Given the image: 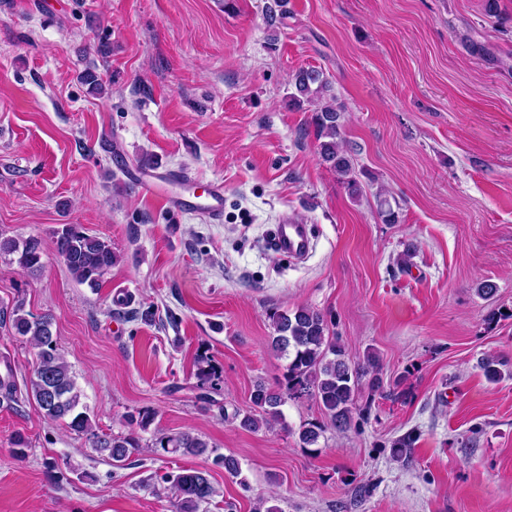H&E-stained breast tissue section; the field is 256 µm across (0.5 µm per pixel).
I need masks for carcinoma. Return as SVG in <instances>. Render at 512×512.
Returning <instances> with one entry per match:
<instances>
[{"mask_svg": "<svg viewBox=\"0 0 512 512\" xmlns=\"http://www.w3.org/2000/svg\"><path fill=\"white\" fill-rule=\"evenodd\" d=\"M292 88L289 104L298 109L307 106L312 112L310 124L321 163L336 173L351 197H358L360 184L354 158L340 145L343 107L337 102L332 81L321 70L302 68L295 72ZM54 245L74 279L92 289L99 287L115 261L112 243L88 234L79 224H65L58 229ZM2 254L16 256L19 266L33 271L41 267L42 242L34 236L22 241L0 237ZM269 319L274 330L270 347L287 354L288 364L274 385L259 383L254 387L253 411L241 418L240 426L256 431L281 422V407L286 401L306 393L318 400L328 424L310 423L303 427L299 439L304 447L317 445L328 425L339 432L351 428L359 387L365 384L372 393L382 388L376 354L368 353L361 363L350 362L333 324L323 313L310 308L275 310ZM52 326L48 316L28 314L20 305L15 308L13 328L16 334L37 349V367L31 380L32 397L47 418L65 422L71 431L86 437L91 447L120 467L140 448L139 437L132 432L100 434L94 429L71 369L58 350ZM479 366L486 380L496 383L504 377V368L509 362L487 356L480 360ZM416 441L417 437L408 432L397 437L390 445L391 456L398 460L409 458ZM155 447L166 453L200 456L208 453L209 444L198 435L183 432L157 437ZM214 464L224 468V473L235 480L243 492L251 491L235 456L218 454ZM161 481L176 494L177 512H204L215 495L206 470L187 468L167 472Z\"/></svg>", "mask_w": 512, "mask_h": 512, "instance_id": "carcinoma-1", "label": "carcinoma"}]
</instances>
